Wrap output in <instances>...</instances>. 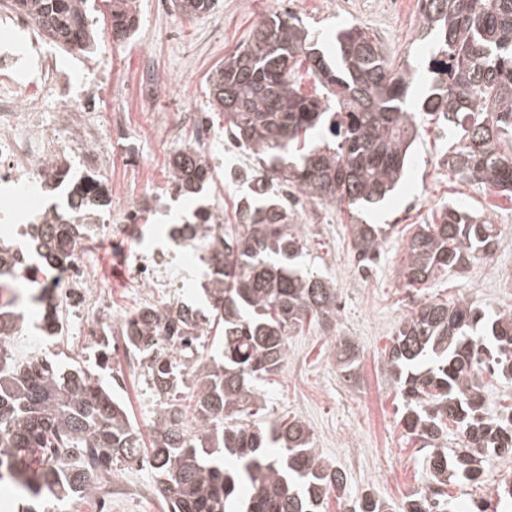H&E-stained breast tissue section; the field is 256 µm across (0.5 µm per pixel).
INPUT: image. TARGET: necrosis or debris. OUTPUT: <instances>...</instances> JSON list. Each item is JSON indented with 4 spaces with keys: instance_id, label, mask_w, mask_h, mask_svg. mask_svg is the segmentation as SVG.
I'll return each mask as SVG.
<instances>
[{
    "instance_id": "4bbe7bcc",
    "label": "necrosis or debris",
    "mask_w": 512,
    "mask_h": 512,
    "mask_svg": "<svg viewBox=\"0 0 512 512\" xmlns=\"http://www.w3.org/2000/svg\"><path fill=\"white\" fill-rule=\"evenodd\" d=\"M0 26L26 35L24 54L0 45V185L29 198L27 210L34 222L50 224L54 210L41 203L49 159L68 145L77 152L83 170L101 171L112 161L111 140L103 138L88 121L90 113L103 111L112 77L102 73L91 81L74 83L58 70L27 17L0 14ZM49 89L57 102L50 122L44 118ZM134 274L146 290L144 301L148 304L159 303L167 289L183 285L174 274L172 252L161 248L137 254ZM46 287L47 298L69 300L71 307L80 311L112 307L111 294L97 286L93 267L80 254Z\"/></svg>"
}]
</instances>
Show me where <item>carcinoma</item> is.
<instances>
[{
	"label": "carcinoma",
	"instance_id": "obj_1",
	"mask_svg": "<svg viewBox=\"0 0 512 512\" xmlns=\"http://www.w3.org/2000/svg\"><path fill=\"white\" fill-rule=\"evenodd\" d=\"M112 41L135 32L136 0H105ZM423 30L431 36V93L419 112H437L460 129L464 147L448 154V169L512 200V0H419ZM187 17L207 13L215 0H174ZM55 45L90 53L96 45L86 22V0H11ZM330 60L309 39L302 20L273 12L241 49L209 76V102L264 176L294 186L314 202H345L360 210L377 204L401 180L417 137L405 103L413 74L393 70L362 27L337 35ZM307 72L320 88L309 97L296 83ZM52 176L79 193L77 206L110 207L106 182H79L71 167L51 161ZM180 195H199L212 179L204 155L189 150L171 162ZM67 224H28L27 248L0 240V288L34 280L71 262L70 246L96 235L67 209ZM242 229L225 233L206 259L209 287L202 300L209 319L189 305L149 307L124 323L127 344L149 359L157 396L167 397L186 371L195 378L188 410L163 406L151 432L150 465L168 512H321L331 494L344 512H389L369 494H346L344 474L314 448L305 421L250 423L256 383L281 369L288 335L308 322L336 317L333 283L296 268L304 250L278 197L247 198ZM388 224H354L352 246L365 266L384 247ZM495 228L459 206L420 224L407 242L406 284L415 288L439 273L486 259ZM34 297L40 325L60 336L59 305ZM24 314L0 305V481L22 491V512H48L94 495L112 481V467L141 455L142 433L127 407L86 369L14 345ZM213 354L186 363V351L210 330ZM336 361L354 364L341 342ZM486 369L512 382V314H491L468 299L431 302L408 315L394 337L387 370L403 399L399 424L428 449L426 487L409 494L403 512H451L444 487L452 478L476 482L487 458L512 457V406L491 414L475 372ZM463 444L448 454L449 429Z\"/></svg>",
	"mask_w": 512,
	"mask_h": 512
}]
</instances>
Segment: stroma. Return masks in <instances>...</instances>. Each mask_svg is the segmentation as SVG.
<instances>
[{
    "label": "stroma",
    "instance_id": "1",
    "mask_svg": "<svg viewBox=\"0 0 512 512\" xmlns=\"http://www.w3.org/2000/svg\"><path fill=\"white\" fill-rule=\"evenodd\" d=\"M138 28L129 43L100 38L86 68L61 55L74 79L112 75L105 111L91 120L111 126L112 166L109 187L124 191L128 202L148 212L135 224L134 241L102 232L84 254L93 265L99 287L112 294V318L125 319L135 310L139 290L132 270L136 252L169 247L167 228L178 214L221 198L223 227L233 230L246 175L254 160L245 152L224 149L230 140L223 113L213 111L206 94L211 71L246 43L252 30L271 12L290 11L315 35L320 49L331 51L337 32L354 24L367 29L394 68L412 69L408 100L416 102L431 85L428 45L423 38L418 0H218L213 11L189 19L172 0H138ZM153 73L154 82L143 79ZM418 137L404 181L381 204L354 211L346 203H315L288 191L285 197L295 226L306 246V264L331 279L339 311L332 325L310 324L288 338V359L277 374L260 382L262 398L255 418L269 423L294 416L308 423L314 445L328 463L347 476V491L371 493L399 512L405 497L421 490L426 477L419 461L422 448L408 440L398 424L400 399L385 368V353L403 319L432 301L466 298L490 312H512V201L449 171L446 160L456 139L447 123L417 114ZM203 144L213 160V179L202 199L167 198L164 212L152 213L143 198L145 182L167 179L168 162L181 148ZM455 204L478 213L498 232L497 246L486 260L461 270L439 274L430 287L406 286V244L416 225L433 224L441 210ZM389 224V235L377 264L359 270L351 254V227ZM29 328L20 344L36 354H50L64 364L77 363L121 391L132 419L147 429L163 401L150 388L147 373L132 378L122 390L124 362L112 358L100 364L93 342L75 333L41 338L35 324L38 308L27 312ZM344 339L356 353L352 371L336 364L335 343ZM512 482V458H492L479 483L449 486L454 508L484 500L489 512L499 508L496 489ZM112 512H164L157 476L148 462L122 464L112 471Z\"/></svg>",
    "mask_w": 512,
    "mask_h": 512
}]
</instances>
